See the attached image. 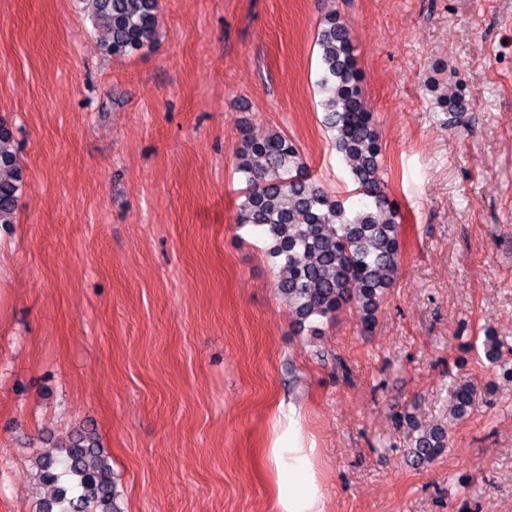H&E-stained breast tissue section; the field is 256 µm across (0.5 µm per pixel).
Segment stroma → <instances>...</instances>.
Masks as SVG:
<instances>
[{
  "instance_id": "1",
  "label": "stroma",
  "mask_w": 512,
  "mask_h": 512,
  "mask_svg": "<svg viewBox=\"0 0 512 512\" xmlns=\"http://www.w3.org/2000/svg\"><path fill=\"white\" fill-rule=\"evenodd\" d=\"M155 42L103 51L81 0H0V121L26 173L0 224V512L80 427L125 512H274L279 405L320 450L325 512H512V0H159ZM348 25L401 205L395 281L298 331L262 234L238 226L245 129L319 185L351 174L323 123L317 29ZM461 95L440 112L442 93ZM474 390L453 419L444 387ZM445 428L415 467L396 414Z\"/></svg>"
}]
</instances>
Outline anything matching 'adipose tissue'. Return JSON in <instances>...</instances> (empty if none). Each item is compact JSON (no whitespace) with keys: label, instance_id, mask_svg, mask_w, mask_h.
<instances>
[{"label":"adipose tissue","instance_id":"1","mask_svg":"<svg viewBox=\"0 0 512 512\" xmlns=\"http://www.w3.org/2000/svg\"><path fill=\"white\" fill-rule=\"evenodd\" d=\"M264 460L272 477L276 512H325L319 450L306 438L296 407L280 410Z\"/></svg>","mask_w":512,"mask_h":512}]
</instances>
